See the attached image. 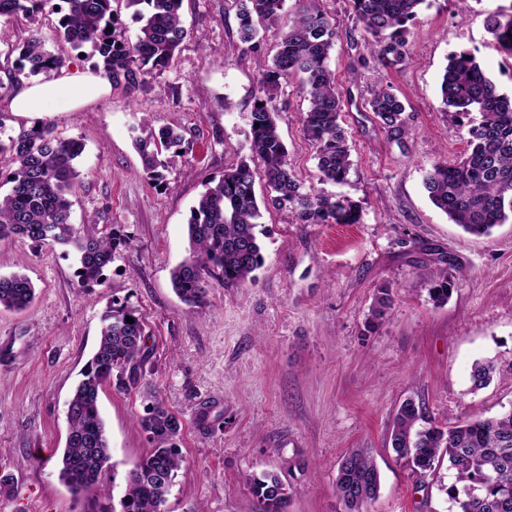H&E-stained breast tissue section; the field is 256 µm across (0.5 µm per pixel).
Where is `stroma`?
<instances>
[{
	"instance_id": "1",
	"label": "stroma",
	"mask_w": 512,
	"mask_h": 512,
	"mask_svg": "<svg viewBox=\"0 0 512 512\" xmlns=\"http://www.w3.org/2000/svg\"><path fill=\"white\" fill-rule=\"evenodd\" d=\"M318 6L337 27L329 67L350 136L346 183L319 181L303 137L308 102L299 80L283 86L274 107L298 178L350 199L360 219L297 224L288 209L263 211L264 265L255 282L213 276L207 304L193 308L170 281L189 254L190 209L205 183L249 159L261 66L272 61L296 0H287L283 20L260 27L256 53L238 39L231 0H183L189 36L163 74L131 94L116 87L73 111L27 116L8 107L29 82L11 44L34 29L67 67L89 70L95 59L90 48L59 47L51 8L0 21L10 36L0 43V140L39 123L83 139L71 222L84 235L128 237L91 288L78 281L72 248L0 241V275L25 273L37 292L25 311L0 309V512H112L126 472L150 449L137 419L155 396L182 423V463L165 512H255L249 480L265 472L288 485L287 512H344L334 482L352 448L380 473L367 512H457L440 489L453 480L447 465L435 477L413 475L388 437L407 399L447 427L512 407V222L487 237L466 234L423 187L432 164L466 150L464 131L440 110L449 55L471 51L497 89L512 93V60L486 28L488 14L512 13V0H424L407 26L409 54L392 68L371 56L349 0ZM379 85L405 105L402 135L383 129L367 104ZM168 126L183 134V152L156 184L135 140ZM443 269L454 289L438 305L430 288ZM382 285L394 305L371 328L367 315ZM115 300L139 313L149 358L143 378L99 395L114 484L76 496L59 478L67 402ZM479 359L496 360L499 372L474 392L470 371Z\"/></svg>"
}]
</instances>
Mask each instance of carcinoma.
<instances>
[{
	"label": "carcinoma",
	"mask_w": 512,
	"mask_h": 512,
	"mask_svg": "<svg viewBox=\"0 0 512 512\" xmlns=\"http://www.w3.org/2000/svg\"><path fill=\"white\" fill-rule=\"evenodd\" d=\"M45 0H0V17L34 16ZM67 9L57 32L73 49L86 45L97 58L96 68L115 85L135 91L149 74L160 75L187 39L182 26V0H62ZM286 0H234L239 41L250 52L259 51L257 26L278 21ZM425 0H350L352 11L370 36L376 60L396 66L408 53L407 24ZM134 9L141 22L135 40L116 27L114 5ZM488 30L500 50L512 58V15L492 14ZM336 42L333 19L301 0L279 48L261 72V95L254 102L250 151L258 159L224 170L190 210L189 256L171 272L174 292L189 306L206 302L207 278L220 274L226 282L256 279L264 264L255 228L261 218L256 181L267 185L271 205L286 207L297 224H356L353 204L322 190L307 188L288 163V151L279 132L272 102L283 85L300 77L308 107L303 118L305 137L314 149L321 183L347 181L352 161L347 133L341 125V99L328 61ZM18 52L19 70L31 75L57 73L65 58L44 47L38 33L11 46ZM442 104L454 108V117L467 136V152L458 160L439 161L427 173L424 185L432 203L466 233L489 236L512 222V95L499 93L476 56L469 51L448 57L442 83ZM379 124L392 134L405 130V106L391 90L381 88L369 100ZM183 135L164 127L137 140L144 165L152 177L163 180L166 162L161 150L178 151ZM84 143L60 136L42 123L0 142V155H9L13 169L0 181V241L27 239L40 246L73 245L79 254L76 276L85 287L101 284L104 269L114 260L125 236H79L71 224V195L80 172L76 162ZM454 283L439 273L431 292L436 301L448 300ZM35 299L30 278L21 273L0 276V309L23 311ZM391 290L377 288L369 323L382 322L391 309ZM133 322H126V317ZM147 360L145 327L127 303L112 302L102 317L97 351L82 373L68 402L69 433L60 463V478L75 493L102 490L110 460L104 423L98 408L99 392L115 384L123 390L142 372ZM496 372L493 361H477L471 369V390L488 386ZM422 420L411 399L398 408L389 437L391 448L413 474L437 470L442 457L455 473V483L441 486L458 512H512V408L495 416L477 414L455 426ZM152 444L150 451L127 472L120 510L160 512L166 502L181 455L176 439L181 425L161 400H154L137 419ZM380 476L373 460L353 450L340 462L336 493L345 512H365L377 497ZM256 512H286L290 493L277 476L263 474L251 480Z\"/></svg>",
	"instance_id": "1"
}]
</instances>
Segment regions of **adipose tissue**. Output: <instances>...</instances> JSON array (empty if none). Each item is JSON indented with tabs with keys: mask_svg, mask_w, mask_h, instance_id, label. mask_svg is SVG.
<instances>
[{
	"mask_svg": "<svg viewBox=\"0 0 512 512\" xmlns=\"http://www.w3.org/2000/svg\"><path fill=\"white\" fill-rule=\"evenodd\" d=\"M110 90L106 78L75 70L55 81L22 88L11 99L10 109L22 115L69 111L98 100Z\"/></svg>",
	"mask_w": 512,
	"mask_h": 512,
	"instance_id": "ef3b65f1",
	"label": "adipose tissue"
}]
</instances>
